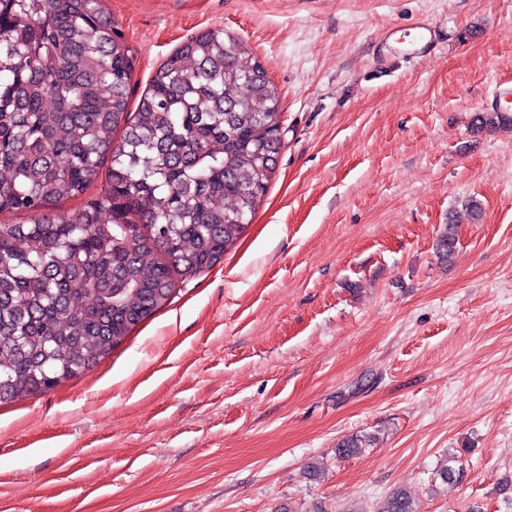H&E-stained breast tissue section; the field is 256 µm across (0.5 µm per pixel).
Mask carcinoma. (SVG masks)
Segmentation results:
<instances>
[{
    "instance_id": "cac0c4a2",
    "label": "carcinoma",
    "mask_w": 512,
    "mask_h": 512,
    "mask_svg": "<svg viewBox=\"0 0 512 512\" xmlns=\"http://www.w3.org/2000/svg\"><path fill=\"white\" fill-rule=\"evenodd\" d=\"M131 50L103 0H0V405L45 393L107 357L166 307L175 275L236 243L277 164V91L238 38L207 29L173 50L129 111ZM499 112L471 127L493 132ZM122 131L120 140L115 133ZM72 215L51 206L94 186ZM455 221L437 243L449 257ZM370 445L352 436L343 459ZM458 456L439 469L455 482ZM377 512H414L395 491Z\"/></svg>"
}]
</instances>
